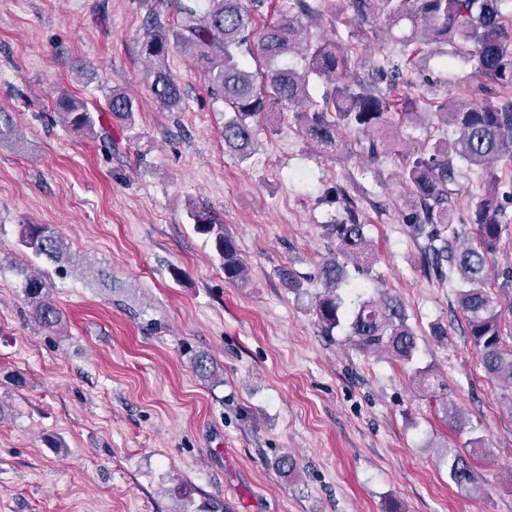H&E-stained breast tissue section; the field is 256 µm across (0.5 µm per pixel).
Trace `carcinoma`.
Here are the masks:
<instances>
[{
  "instance_id": "1",
  "label": "carcinoma",
  "mask_w": 512,
  "mask_h": 512,
  "mask_svg": "<svg viewBox=\"0 0 512 512\" xmlns=\"http://www.w3.org/2000/svg\"><path fill=\"white\" fill-rule=\"evenodd\" d=\"M296 14L285 15L254 33L253 19L243 0H179L177 19L170 29L159 28L142 43V56L155 65L148 71L149 90L166 108L182 100V90L162 62L169 50L180 49L204 68L210 93L227 105L224 118V145L245 159L255 151L254 122L273 111H290L306 143L320 153L338 150L341 130L351 128L360 139L363 155L375 162L394 153L390 125L395 119L410 124L423 121L418 100L411 94L397 102L390 93L401 78L399 68L379 63L372 66L375 84L360 83L349 76V59L335 41L312 45L301 42L303 18L317 10L308 0H295ZM508 0H345L353 30L351 36L366 38L380 23L387 32L401 30L397 41L405 46L422 39L432 44L449 45L452 56L473 63L482 78L476 93L485 96L477 103L464 98L434 103L441 121L455 128L458 136L440 138L429 146L399 151L404 178L418 199L419 208L407 223L449 224L448 197L458 185L457 165L468 169L483 167L492 161H512V96L495 99L496 91H512V16L503 6ZM259 58L265 70L262 80L243 53ZM296 54L305 62L299 71L288 65ZM315 75L331 84L323 101H314L309 93V77ZM386 87H380V84ZM57 106L78 130L93 132L94 117L74 99L62 95ZM107 110L121 122L132 120L134 100L114 90L107 99ZM512 178L491 177L485 192L471 204L470 223L474 226L476 245L464 249L448 247L439 234L430 238V266L441 278L448 263L460 279L457 301L467 335L488 377L512 389V349H505V339H512V268L491 270L488 256L494 253L503 233L512 225ZM188 216L194 230L211 242L218 255L224 279L236 284L245 277L246 266L234 241L224 234V224L205 208L191 206ZM335 248L317 270L323 291L316 294L313 315L326 336L341 324L348 282L346 268L370 265V241L366 225L354 219L332 218L323 225ZM442 241L436 246V241ZM19 243L37 256L53 263L67 260V244L51 224L19 225ZM499 281L502 298L492 297L486 289L489 279ZM50 286L44 277L29 275L22 282V293L32 308L35 321L54 332L62 324L59 308L50 298ZM350 336L356 348L366 354L387 351L403 362L413 361L417 338L407 324L401 303L393 297L369 298L351 304ZM193 372L204 380L214 379L213 362L204 354L190 358ZM413 379L431 393L445 398L448 387L437 382L432 369H416ZM472 451L446 449L448 479L461 490L478 488V477L469 457L484 448L481 441L471 443Z\"/></svg>"
}]
</instances>
